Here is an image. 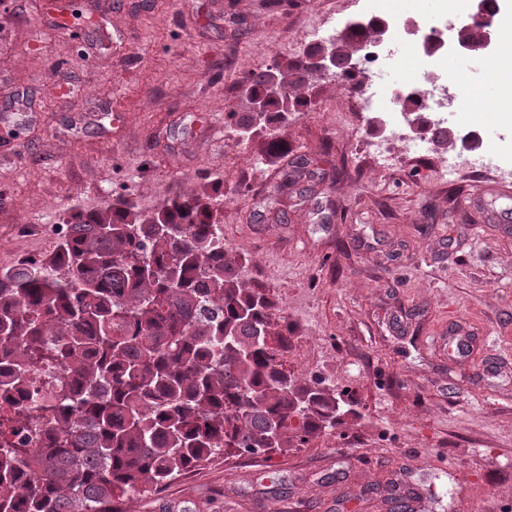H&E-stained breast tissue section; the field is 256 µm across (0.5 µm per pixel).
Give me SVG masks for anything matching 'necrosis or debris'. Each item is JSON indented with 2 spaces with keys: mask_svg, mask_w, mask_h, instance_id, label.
Listing matches in <instances>:
<instances>
[{
  "mask_svg": "<svg viewBox=\"0 0 512 512\" xmlns=\"http://www.w3.org/2000/svg\"><path fill=\"white\" fill-rule=\"evenodd\" d=\"M353 7L371 22L390 27L384 40L362 39V53L350 71L364 111L383 114L387 123L402 135L415 112L427 113L434 128L452 125L470 133L491 129V137L478 149L444 157L442 170L451 179L466 169L491 172L505 180L512 178V56L494 52L486 57L501 92L495 112L486 121L475 115L470 99L463 94L471 84L469 77L461 73L450 79L442 73L444 60L456 51L448 30L453 18L465 13L464 0H440L435 13L422 17L421 39L437 45L438 50L424 61L423 80L404 79L397 83L385 79L386 72L399 63L395 50L399 32L390 26L394 0H354Z\"/></svg>",
  "mask_w": 512,
  "mask_h": 512,
  "instance_id": "4bbe7bcc",
  "label": "necrosis or debris"
}]
</instances>
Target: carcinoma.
<instances>
[{"label": "carcinoma", "instance_id": "1", "mask_svg": "<svg viewBox=\"0 0 512 512\" xmlns=\"http://www.w3.org/2000/svg\"><path fill=\"white\" fill-rule=\"evenodd\" d=\"M366 32L326 39L335 77L348 78L346 44ZM321 48L246 73L247 99L273 80L281 94L261 118L230 113V132L264 139L257 163H282V221L309 159L271 130L310 107L300 90ZM245 264L224 247L213 197L192 191L151 211L78 210L52 252L0 269V512H126L218 456L286 453L360 417L335 386L287 371L288 320Z\"/></svg>", "mask_w": 512, "mask_h": 512}]
</instances>
